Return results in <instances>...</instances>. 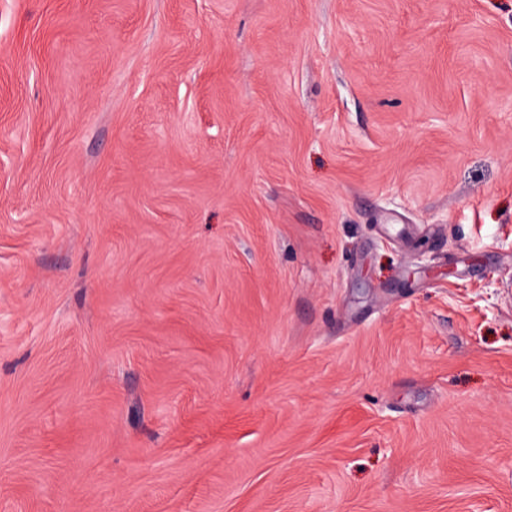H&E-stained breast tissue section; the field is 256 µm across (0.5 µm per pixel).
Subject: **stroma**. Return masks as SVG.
Segmentation results:
<instances>
[{
	"mask_svg": "<svg viewBox=\"0 0 512 512\" xmlns=\"http://www.w3.org/2000/svg\"><path fill=\"white\" fill-rule=\"evenodd\" d=\"M0 512H512V0H0Z\"/></svg>",
	"mask_w": 512,
	"mask_h": 512,
	"instance_id": "obj_1",
	"label": "stroma"
}]
</instances>
